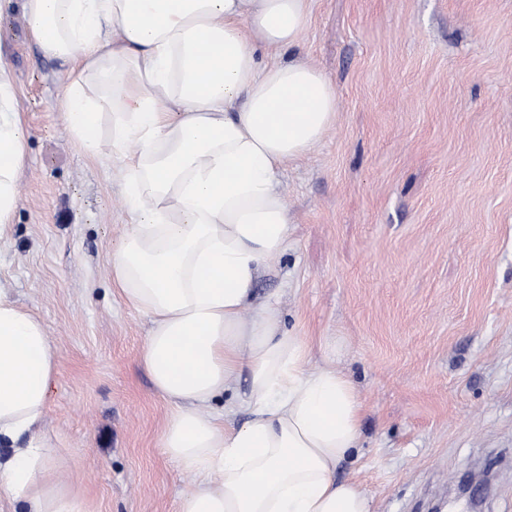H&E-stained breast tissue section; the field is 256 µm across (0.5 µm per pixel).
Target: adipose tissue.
Segmentation results:
<instances>
[{
  "mask_svg": "<svg viewBox=\"0 0 512 512\" xmlns=\"http://www.w3.org/2000/svg\"><path fill=\"white\" fill-rule=\"evenodd\" d=\"M309 0H22L30 36L66 66L67 129L89 159L111 154L133 218L112 252L124 301L149 328L140 365L173 406L163 454L194 482L177 512H373L336 468L361 438L352 379L312 364L254 284L288 246L280 172L336 120V90L301 60L260 64L258 49L297 45ZM26 134L0 56V239L18 202ZM57 366L45 324L0 289V496L22 512H88L40 432ZM248 378L237 423L213 401Z\"/></svg>",
  "mask_w": 512,
  "mask_h": 512,
  "instance_id": "obj_1",
  "label": "adipose tissue"
}]
</instances>
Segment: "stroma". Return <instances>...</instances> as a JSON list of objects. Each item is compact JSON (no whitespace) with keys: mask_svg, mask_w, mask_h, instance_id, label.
<instances>
[{"mask_svg":"<svg viewBox=\"0 0 512 512\" xmlns=\"http://www.w3.org/2000/svg\"><path fill=\"white\" fill-rule=\"evenodd\" d=\"M299 58L336 122L280 177L288 249L257 280L286 332L341 337L365 405L337 471L375 512H512V0H309ZM0 16L28 132L0 286L58 350L42 429L92 512H176L172 405L139 358L145 316L112 283L131 217L119 166L87 158L61 61ZM469 493H461L462 482Z\"/></svg>","mask_w":512,"mask_h":512,"instance_id":"1","label":"stroma"}]
</instances>
